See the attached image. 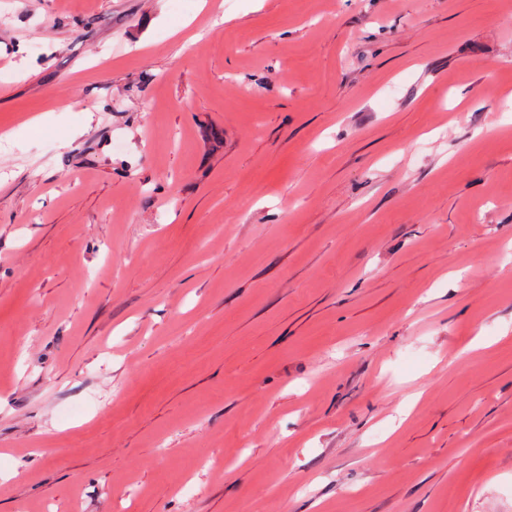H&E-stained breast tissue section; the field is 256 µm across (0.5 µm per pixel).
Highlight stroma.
Here are the masks:
<instances>
[{
	"label": "stroma",
	"mask_w": 512,
	"mask_h": 512,
	"mask_svg": "<svg viewBox=\"0 0 512 512\" xmlns=\"http://www.w3.org/2000/svg\"><path fill=\"white\" fill-rule=\"evenodd\" d=\"M2 133L0 512H512V0H0Z\"/></svg>",
	"instance_id": "35a3bbf8"
}]
</instances>
